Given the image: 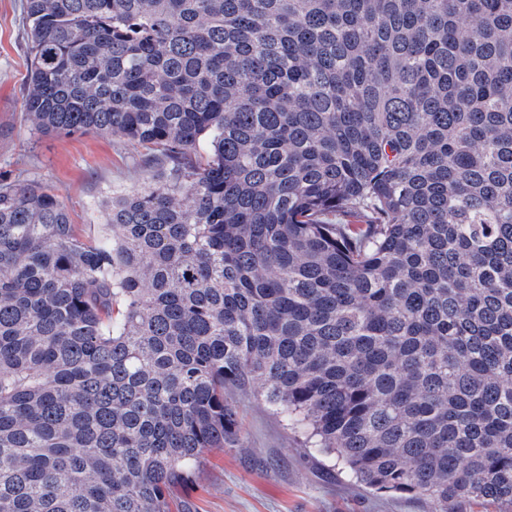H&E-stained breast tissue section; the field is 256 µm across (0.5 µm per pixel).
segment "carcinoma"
<instances>
[{"label": "carcinoma", "instance_id": "carcinoma-1", "mask_svg": "<svg viewBox=\"0 0 512 512\" xmlns=\"http://www.w3.org/2000/svg\"><path fill=\"white\" fill-rule=\"evenodd\" d=\"M24 12L30 133L163 177L92 234L0 179V512H172L240 395L373 491L512 507V0Z\"/></svg>", "mask_w": 512, "mask_h": 512}]
</instances>
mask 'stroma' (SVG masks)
<instances>
[{
  "instance_id": "1",
  "label": "stroma",
  "mask_w": 512,
  "mask_h": 512,
  "mask_svg": "<svg viewBox=\"0 0 512 512\" xmlns=\"http://www.w3.org/2000/svg\"><path fill=\"white\" fill-rule=\"evenodd\" d=\"M24 0H0V175L48 183L73 223L93 232L103 202L154 186L160 167L144 164L146 147L100 134L34 137L24 121ZM241 440L205 450L189 480L172 484L173 512H431L425 501L382 495L315 448L301 447L263 402L240 401Z\"/></svg>"
}]
</instances>
